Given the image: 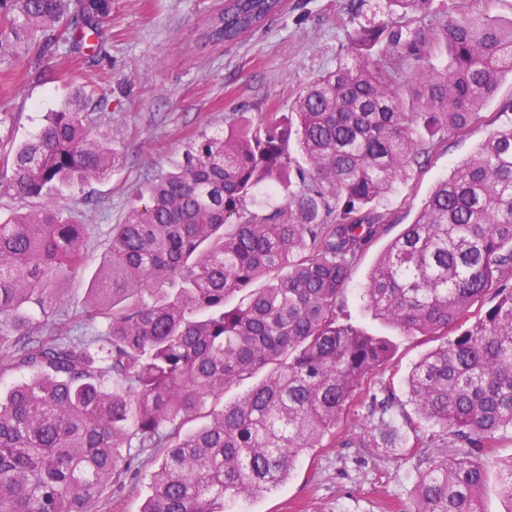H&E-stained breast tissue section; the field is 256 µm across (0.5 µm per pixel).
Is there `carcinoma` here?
<instances>
[{
	"instance_id": "cac0c4a2",
	"label": "carcinoma",
	"mask_w": 512,
	"mask_h": 512,
	"mask_svg": "<svg viewBox=\"0 0 512 512\" xmlns=\"http://www.w3.org/2000/svg\"><path fill=\"white\" fill-rule=\"evenodd\" d=\"M433 0H386L336 68L287 112L193 142L112 225L80 312L96 334L55 333L62 280L85 266L87 227L57 205L121 162L69 101L35 136L0 146V189L38 199L0 220V512H95L135 477L131 449L167 453L142 512H224V502L283 484L299 459L336 438L354 402L386 413L392 393L361 387L392 359L388 341L340 318L353 264L392 224L372 204L423 168L450 132L482 119L512 73V22L462 9L431 22ZM111 0H0V51L98 54ZM281 0H227L206 43L240 41ZM446 63L436 67L433 55ZM439 182L372 270L382 320L444 336L411 368L417 413L462 456L418 472L417 512H482V458L512 429V288L472 324L470 308L512 273V117ZM297 142L301 159L289 147ZM260 288L253 284L262 277ZM241 299L226 307L228 297ZM43 321L31 331L28 309ZM267 371L233 402L224 390ZM205 416L194 430L185 424ZM501 494L512 512V461Z\"/></svg>"
}]
</instances>
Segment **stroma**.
<instances>
[{"label":"stroma","instance_id":"obj_1","mask_svg":"<svg viewBox=\"0 0 512 512\" xmlns=\"http://www.w3.org/2000/svg\"><path fill=\"white\" fill-rule=\"evenodd\" d=\"M379 3L365 0L354 13L350 0H285L281 13L242 41L199 47L194 43L197 29L224 0H112L102 26L103 51L94 64L51 59L46 78L35 81L26 76V56L0 52V110L14 114L0 128V139H30L46 112L75 95L93 134L111 139L123 155L107 179L85 187L84 201H64L88 224L89 235L86 267L64 282L59 317L69 318L83 306L113 224L122 220L149 179L168 170L191 142L223 133L234 119L288 111L313 77L335 68L350 34L373 19ZM486 133V126L478 124L449 134L421 171L396 183L380 200L378 208L390 214L392 225L358 258L344 293L350 321L393 348L392 360L374 371L364 387L370 394L390 388L398 418L416 415L404 380L435 343L374 316L364 288L387 245L415 220L433 187L478 148ZM342 430L356 438V446L324 440L277 489L226 504L225 512H412L417 466L458 452L446 434L432 427L425 428L420 441L411 429L402 428L397 450L375 446L379 433L360 404L347 411ZM163 456V449H154L139 476L105 491L95 512H141L150 494V474ZM510 458L512 430H505L485 462L483 512H505L497 463Z\"/></svg>","mask_w":512,"mask_h":512}]
</instances>
